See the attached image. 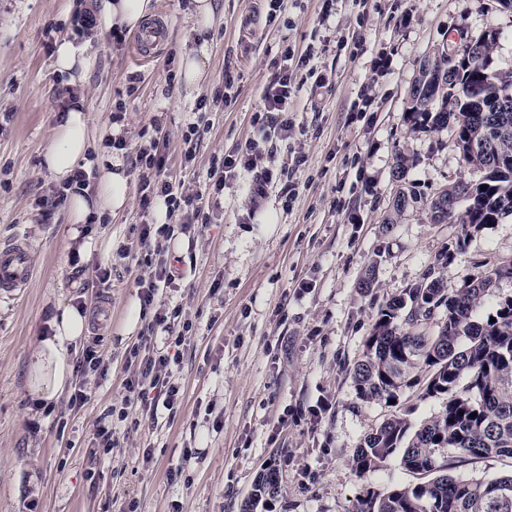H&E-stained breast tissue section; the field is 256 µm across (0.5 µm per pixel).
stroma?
<instances>
[{"label":"stroma","mask_w":512,"mask_h":512,"mask_svg":"<svg viewBox=\"0 0 512 512\" xmlns=\"http://www.w3.org/2000/svg\"><path fill=\"white\" fill-rule=\"evenodd\" d=\"M213 7L202 29L193 0H154L148 25L160 41L143 62L131 41H113L96 0H0V245L25 240L34 269L27 288L0 295V512H354L368 491L416 483L394 460L361 477L353 469L364 437L391 415L416 428L446 404L419 386L392 404L361 399L353 369L376 312L423 278L454 292L512 260V216L432 223L428 203L440 188L483 173L462 160L450 130L415 131L405 118L419 63L438 47L494 31L490 67L512 69L511 10L498 0H285L271 22L265 0ZM84 13L93 18L85 29L76 23ZM63 39L92 60L79 91L94 153L116 134L127 143L118 156L128 205L87 225L99 249L79 266L69 206L56 204L60 186L43 166L70 91L55 69ZM309 47L325 85L312 89L294 69L290 136L265 138L252 118L274 63L284 49ZM200 49L206 77L191 92L177 74L184 54ZM364 93L373 102L352 120ZM193 123L199 141L188 163L182 134ZM160 132L170 173L208 220L184 211L160 242L180 277L157 303L180 308L192 325L169 371L181 400L156 418L134 408L120 421L108 410L136 370L131 349L147 356L170 344L148 330L151 314L131 316L137 281L149 276L133 255L142 224L157 219L156 205L141 201L135 159ZM250 139L273 175L266 195L248 192L243 170L215 195L211 167ZM401 154L419 201L388 225ZM99 266L111 269L108 283L96 280ZM369 273L371 288H361ZM66 303L88 318L72 356L71 382L89 396L78 409L69 393L44 406L29 389L31 355ZM90 350L101 365L81 371ZM104 425L119 441L108 455L98 447ZM266 475L277 488L256 496Z\"/></svg>","instance_id":"35a3bbf8"}]
</instances>
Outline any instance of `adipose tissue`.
<instances>
[{
	"label": "adipose tissue",
	"mask_w": 512,
	"mask_h": 512,
	"mask_svg": "<svg viewBox=\"0 0 512 512\" xmlns=\"http://www.w3.org/2000/svg\"><path fill=\"white\" fill-rule=\"evenodd\" d=\"M153 12L152 0H102L100 13L112 26L130 31L141 29ZM90 117L81 100H73L63 110L52 145L43 155L48 173L60 183L70 184L90 148ZM94 189L70 191V217L79 225L105 214L122 210L128 204L127 176L123 163L115 157H98ZM52 333L40 337L30 364L31 394L53 400L65 389L71 376V351L87 334V317L82 308L60 306L51 322Z\"/></svg>",
	"instance_id": "1"
}]
</instances>
